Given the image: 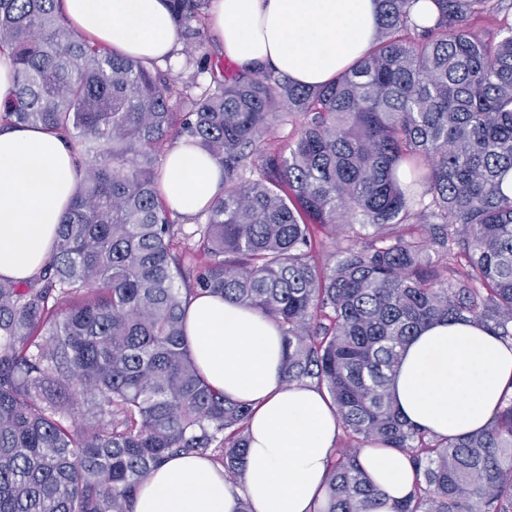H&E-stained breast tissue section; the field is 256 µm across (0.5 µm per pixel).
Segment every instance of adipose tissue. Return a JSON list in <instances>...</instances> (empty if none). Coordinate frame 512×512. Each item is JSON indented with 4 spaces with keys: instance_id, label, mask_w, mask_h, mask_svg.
Returning <instances> with one entry per match:
<instances>
[{
    "instance_id": "obj_1",
    "label": "adipose tissue",
    "mask_w": 512,
    "mask_h": 512,
    "mask_svg": "<svg viewBox=\"0 0 512 512\" xmlns=\"http://www.w3.org/2000/svg\"><path fill=\"white\" fill-rule=\"evenodd\" d=\"M74 27L124 54L163 59L178 50L166 0H64ZM376 0H215L212 26L238 68L269 67L302 85L334 80L371 46ZM82 179L71 148L38 128L0 131V276L25 280L47 260L55 230ZM224 187L221 167L177 141L164 162L170 207L193 216ZM191 352L214 388L251 405L239 486L193 455L168 458L142 482L134 512H313L323 497L339 433L336 410L316 387L282 382L277 326L213 296L187 308ZM512 385V342L462 322H437L407 347L392 393L409 423L441 437L486 427ZM359 462L388 500L413 490L407 456L366 444Z\"/></svg>"
}]
</instances>
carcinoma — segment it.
<instances>
[{"label": "carcinoma", "mask_w": 512, "mask_h": 512, "mask_svg": "<svg viewBox=\"0 0 512 512\" xmlns=\"http://www.w3.org/2000/svg\"><path fill=\"white\" fill-rule=\"evenodd\" d=\"M370 51L329 83L259 67L173 65L78 34L61 0H0L14 89L0 129L86 147L50 255L0 277V512H133L141 481L178 453L214 455L236 481L249 404L192 356L199 295L256 310L281 331L282 381L336 406L343 443L314 512H379L358 461L378 441L416 479L390 512H512V392L483 429L439 437L391 395L405 346L434 321L512 341V0H378ZM187 44L210 0H167ZM500 17L479 33L473 20ZM294 125L285 147L264 139ZM188 138L224 192L184 220L158 183L165 144ZM334 250L313 255L312 226Z\"/></svg>", "instance_id": "cac0c4a2"}]
</instances>
